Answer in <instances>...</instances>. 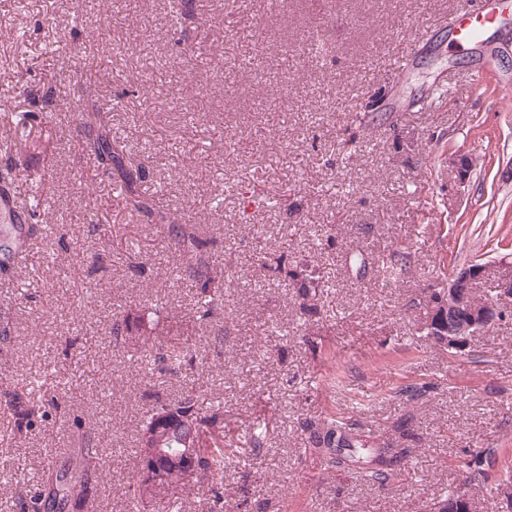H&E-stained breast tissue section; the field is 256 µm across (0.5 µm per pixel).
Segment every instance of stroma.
<instances>
[{
    "label": "stroma",
    "mask_w": 512,
    "mask_h": 512,
    "mask_svg": "<svg viewBox=\"0 0 512 512\" xmlns=\"http://www.w3.org/2000/svg\"><path fill=\"white\" fill-rule=\"evenodd\" d=\"M459 2L188 0L177 20L170 0H0V141L12 143L0 171L46 200L30 264L0 274V512H31L45 465L87 445L100 464L80 512H129L146 413L190 390L222 406L226 436L269 429L220 488L180 491L182 512H429L463 485L464 462L487 478L481 512H512V314L453 356L417 336L412 305L447 287L442 265L490 261L512 278V12L464 50L443 25ZM315 30L326 52L307 50ZM441 82L446 97L426 105ZM95 104L171 224L124 210L83 153L75 117ZM352 134L362 147L348 160L338 143ZM175 222L197 225L224 273L206 321L199 282L178 271ZM259 243L284 256L280 271L258 264ZM349 250L404 253L406 270L390 285L374 269L355 279ZM300 266L324 284L306 316ZM154 311L157 342L192 345L181 374L159 373L135 335L113 339L116 318ZM326 414L376 433L409 417L423 444L382 487L305 449L303 421Z\"/></svg>",
    "instance_id": "obj_1"
}]
</instances>
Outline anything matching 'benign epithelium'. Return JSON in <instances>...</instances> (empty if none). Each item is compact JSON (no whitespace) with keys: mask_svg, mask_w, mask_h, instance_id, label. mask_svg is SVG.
Segmentation results:
<instances>
[{"mask_svg":"<svg viewBox=\"0 0 512 512\" xmlns=\"http://www.w3.org/2000/svg\"><path fill=\"white\" fill-rule=\"evenodd\" d=\"M482 274L478 265L457 269L448 277V287L435 288L429 296L427 323H432V316L438 312L449 311L455 317L445 337L448 350L455 354L465 350L473 336L494 326L512 308L511 279L500 281L497 301L484 305L472 302L471 283Z\"/></svg>","mask_w":512,"mask_h":512,"instance_id":"benign-epithelium-1","label":"benign epithelium"}]
</instances>
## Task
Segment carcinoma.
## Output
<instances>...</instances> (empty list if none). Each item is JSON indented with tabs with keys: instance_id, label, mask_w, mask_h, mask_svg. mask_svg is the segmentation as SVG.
Here are the masks:
<instances>
[{
	"instance_id": "cac0c4a2",
	"label": "carcinoma",
	"mask_w": 512,
	"mask_h": 512,
	"mask_svg": "<svg viewBox=\"0 0 512 512\" xmlns=\"http://www.w3.org/2000/svg\"><path fill=\"white\" fill-rule=\"evenodd\" d=\"M109 122L110 112L102 106L94 105L84 114L85 150L95 157L98 165L120 179L127 208L147 215L157 224L166 223L164 212L141 200L132 177L124 168L126 145L110 138ZM177 248L184 274L201 282L196 313L207 318L214 314L224 297L222 284L211 275V242L200 236L196 225L183 224L177 232ZM295 277L301 288L300 312L307 315L315 309L311 295L321 287V281L303 268L295 272ZM189 354V344L170 342L160 360L175 370L183 366ZM156 425L161 428L159 443L151 448L140 447L139 454L142 460L148 453L156 456L162 486L167 492L186 487L181 469L172 463L179 454L194 456L200 467L197 482L201 483L210 478L224 479L228 454L245 456L260 445L259 436L255 434L243 441L225 443L223 414L218 409L201 412L192 395L177 404L156 402L142 422L140 432ZM301 431L305 447L323 456L328 466L355 467L361 476L383 487L396 482L401 463L409 456L410 449L422 441L407 420L398 422L390 436H377L335 415L310 419L302 424ZM98 460L97 449L85 447L73 453L66 468H45L30 497L33 512H67L70 507L88 504L91 495L88 470Z\"/></svg>"
}]
</instances>
